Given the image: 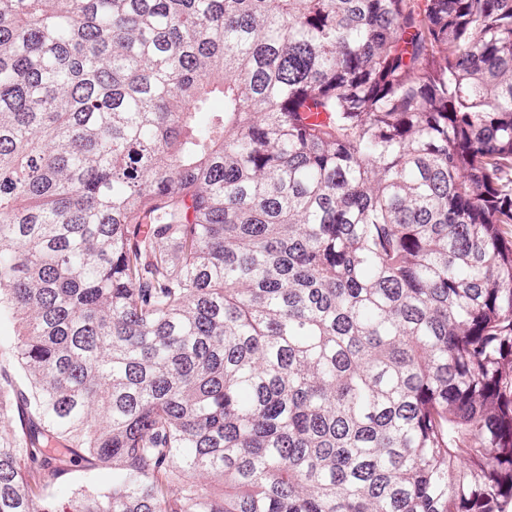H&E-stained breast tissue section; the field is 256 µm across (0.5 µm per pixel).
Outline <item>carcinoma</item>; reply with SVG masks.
Segmentation results:
<instances>
[{
    "label": "carcinoma",
    "instance_id": "1",
    "mask_svg": "<svg viewBox=\"0 0 512 512\" xmlns=\"http://www.w3.org/2000/svg\"><path fill=\"white\" fill-rule=\"evenodd\" d=\"M11 321L0 512H509L512 0H0Z\"/></svg>",
    "mask_w": 512,
    "mask_h": 512
}]
</instances>
